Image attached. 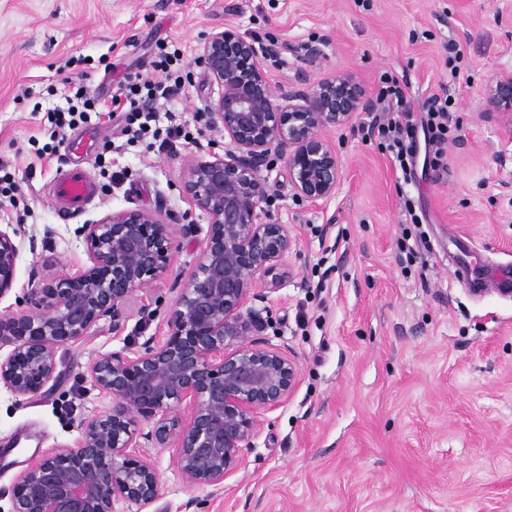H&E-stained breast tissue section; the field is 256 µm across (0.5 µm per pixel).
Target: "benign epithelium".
Wrapping results in <instances>:
<instances>
[{
	"label": "benign epithelium",
	"instance_id": "benign-epithelium-1",
	"mask_svg": "<svg viewBox=\"0 0 512 512\" xmlns=\"http://www.w3.org/2000/svg\"><path fill=\"white\" fill-rule=\"evenodd\" d=\"M275 53L237 27L211 33L193 65L218 85L209 124L224 130V154L185 168L183 197L209 220L205 249L179 289L167 333L129 356L112 352L88 369L112 406L88 420L74 448H55L18 473L10 512H145L160 495L152 458L138 437L172 451L189 487H220L240 464L264 412L281 406L298 382L287 347L260 341L267 319L257 283L275 286L296 246L288 225L274 222L270 156L288 167L296 198L316 203L336 194L341 164L321 135L368 108L351 73L314 83L272 84L265 59ZM480 96L495 112H512V71ZM0 228V298L12 287L21 243ZM88 263L75 274L32 283L18 313H0V385L16 395L57 379L56 354L103 319L118 328L135 292L170 270L174 225L160 210L112 211L83 225ZM187 416L179 415L181 406ZM151 429L141 433L142 423Z\"/></svg>",
	"mask_w": 512,
	"mask_h": 512
}]
</instances>
